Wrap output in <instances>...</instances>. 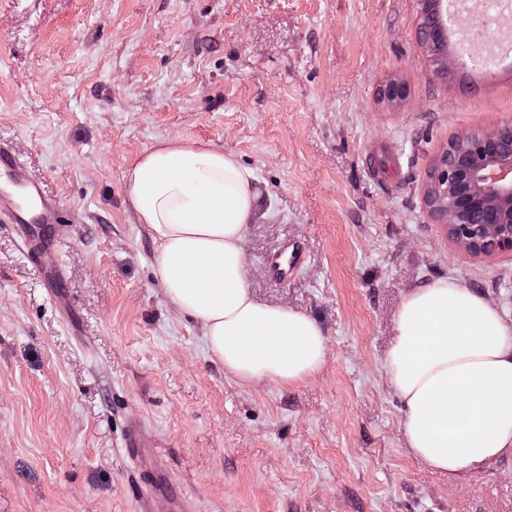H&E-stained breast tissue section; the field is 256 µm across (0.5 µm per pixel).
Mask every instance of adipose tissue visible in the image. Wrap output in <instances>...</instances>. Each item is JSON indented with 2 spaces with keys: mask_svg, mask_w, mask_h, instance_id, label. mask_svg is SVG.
<instances>
[{
  "mask_svg": "<svg viewBox=\"0 0 512 512\" xmlns=\"http://www.w3.org/2000/svg\"><path fill=\"white\" fill-rule=\"evenodd\" d=\"M125 180L169 301L201 323L225 371L282 384L315 375L326 353L319 325L256 301L243 276L241 243L261 207L251 173L224 152L169 142ZM384 367L416 458L453 481L512 457V326L485 299L448 279L414 289Z\"/></svg>",
  "mask_w": 512,
  "mask_h": 512,
  "instance_id": "obj_1",
  "label": "adipose tissue"
}]
</instances>
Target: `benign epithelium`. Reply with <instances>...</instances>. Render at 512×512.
I'll return each mask as SVG.
<instances>
[{
    "label": "benign epithelium",
    "mask_w": 512,
    "mask_h": 512,
    "mask_svg": "<svg viewBox=\"0 0 512 512\" xmlns=\"http://www.w3.org/2000/svg\"><path fill=\"white\" fill-rule=\"evenodd\" d=\"M450 3L464 6L468 0H433L439 31L448 29ZM427 195L433 215L448 225L462 253L512 251V119L448 149L436 165Z\"/></svg>",
    "instance_id": "benign-epithelium-1"
}]
</instances>
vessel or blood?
I'll use <instances>...</instances> for the list:
<instances>
[{
  "label": "vessel or blood",
  "mask_w": 512,
  "mask_h": 512,
  "mask_svg": "<svg viewBox=\"0 0 512 512\" xmlns=\"http://www.w3.org/2000/svg\"><path fill=\"white\" fill-rule=\"evenodd\" d=\"M6 216L27 247L49 285L62 280L60 266L54 260L55 242L72 222L68 208L48 194L41 181L30 176L25 165L11 152L0 148V216ZM305 257L300 248L269 252L264 264L273 279L287 280L302 267ZM123 441L141 469L151 475L149 487L154 491L172 488L168 474L159 466L150 431L142 424L128 423Z\"/></svg>",
  "instance_id": "b4317fda"
}]
</instances>
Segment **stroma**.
<instances>
[{
    "mask_svg": "<svg viewBox=\"0 0 512 512\" xmlns=\"http://www.w3.org/2000/svg\"><path fill=\"white\" fill-rule=\"evenodd\" d=\"M420 21L421 0H0V144L76 218L66 322L0 217V512H137L126 420L195 512H512V458L449 483L386 380L414 288L454 280L512 325V251L462 254L425 197L450 141L512 119V31L494 67L441 69ZM168 141L253 173L245 281L318 323L313 377L238 379L169 302L125 182ZM290 241L308 259L274 283L263 259Z\"/></svg>",
    "mask_w": 512,
    "mask_h": 512,
    "instance_id": "obj_1",
    "label": "stroma"
}]
</instances>
